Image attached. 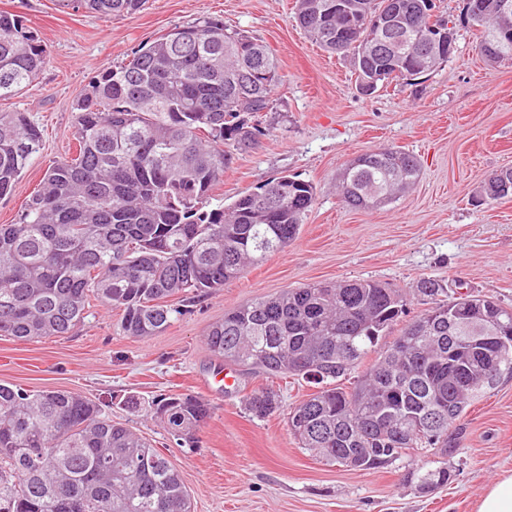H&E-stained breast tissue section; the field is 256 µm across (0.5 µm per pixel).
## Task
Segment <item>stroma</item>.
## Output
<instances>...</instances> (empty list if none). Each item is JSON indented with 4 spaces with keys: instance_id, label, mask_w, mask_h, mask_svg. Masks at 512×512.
<instances>
[{
    "instance_id": "stroma-1",
    "label": "stroma",
    "mask_w": 512,
    "mask_h": 512,
    "mask_svg": "<svg viewBox=\"0 0 512 512\" xmlns=\"http://www.w3.org/2000/svg\"><path fill=\"white\" fill-rule=\"evenodd\" d=\"M296 0H147L133 14L103 17L60 10L54 0H0L23 17L47 50V63L0 110L29 113L42 146L14 191L0 197V224L17 219L45 170L75 152L73 100L90 78L125 61L140 45L209 15L264 41L281 81L271 109L243 113L257 130L251 148L226 142L233 156L205 203L215 209L283 175L312 182L316 199L287 248L215 292L172 305L185 313L164 332L128 336L122 311L90 308L73 335L20 341L0 336V383L76 391L114 421L150 439L179 470L194 512H476L487 488L512 472V379L479 397L450 431L448 485L421 492L410 473L420 454L388 468L360 471L328 464L299 448L290 409L314 391L292 378L265 377L217 361L204 336L231 308L311 282L374 279L408 290V316L427 308L414 295L423 278L471 290L512 307V197L483 198L489 174L512 167V62L492 64L474 31L459 24L464 0H440L458 22L456 51L437 69L364 95L349 58L325 52L300 29ZM384 145L417 155L415 185L391 203L355 210L342 202L338 174L357 156ZM232 371L224 389L215 378ZM270 387L278 408L263 418L247 396ZM200 397L210 417L194 443L170 435L124 395Z\"/></svg>"
}]
</instances>
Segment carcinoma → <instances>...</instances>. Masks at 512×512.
Here are the masks:
<instances>
[{
	"label": "carcinoma",
	"mask_w": 512,
	"mask_h": 512,
	"mask_svg": "<svg viewBox=\"0 0 512 512\" xmlns=\"http://www.w3.org/2000/svg\"><path fill=\"white\" fill-rule=\"evenodd\" d=\"M424 2L367 0L370 13L403 24L397 40L379 39L346 12L325 20L320 9L336 0H298L297 21L325 51L350 56L354 69L389 85L411 74L436 42ZM58 5L117 16L136 12L143 0ZM468 27L488 61H512V14ZM46 61L22 17L1 11L0 100L29 87ZM279 83L263 42L211 16L93 77L75 101L76 154L48 167L16 223L0 224V336H69L92 301L122 309L127 335L155 336L182 315L169 298L216 291L286 248L315 201L308 181L284 175L226 208L201 207L232 163L224 143L255 144L240 113L269 111ZM40 146L28 113L0 112V196L13 191ZM420 171L414 154L381 147L345 166L339 190L351 208L380 207ZM414 292L432 306L384 347L404 294L375 280L314 282L258 298L224 313L206 345L241 368L322 385L289 412L302 447L332 464L352 457L363 471L388 467L410 450L430 454L434 466L411 475L429 491L451 478L448 430L490 388L487 373L512 378V309L480 295L442 299L444 288L431 279ZM372 354L354 387H342ZM245 406L264 418L279 407V394L255 392ZM400 409L427 418L432 439L403 444L386 434L384 417ZM145 410L181 439L210 417L208 404L190 394H158ZM0 512H191V503L177 468L92 399L0 383Z\"/></svg>",
	"instance_id": "cac0c4a2"
}]
</instances>
